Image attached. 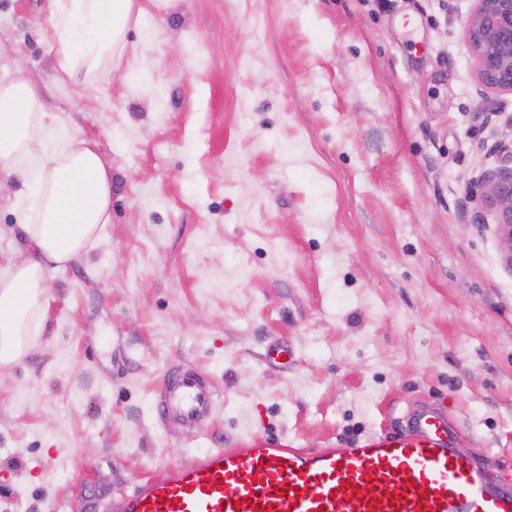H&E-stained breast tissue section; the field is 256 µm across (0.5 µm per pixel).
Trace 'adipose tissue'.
Wrapping results in <instances>:
<instances>
[{"label": "adipose tissue", "mask_w": 512, "mask_h": 512, "mask_svg": "<svg viewBox=\"0 0 512 512\" xmlns=\"http://www.w3.org/2000/svg\"><path fill=\"white\" fill-rule=\"evenodd\" d=\"M54 53L61 79L96 85L125 51L133 0H54ZM37 176L19 212L27 256L0 273V368L23 360L40 334L45 273L64 271L93 248L112 220L111 178L78 136L57 138L23 78L0 82V174Z\"/></svg>", "instance_id": "adipose-tissue-1"}]
</instances>
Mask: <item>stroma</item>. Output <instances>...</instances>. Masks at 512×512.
<instances>
[{"instance_id":"35a3bbf8","label":"stroma","mask_w":512,"mask_h":512,"mask_svg":"<svg viewBox=\"0 0 512 512\" xmlns=\"http://www.w3.org/2000/svg\"><path fill=\"white\" fill-rule=\"evenodd\" d=\"M134 9L109 80L76 86L53 0H0V81L25 76L112 173L101 242L49 273L36 343L0 370V512H106L257 417L324 448L440 404L458 450L512 480V266L474 188L512 92L478 85L476 0ZM22 199L0 187V269ZM177 367L217 391L203 431L154 416Z\"/></svg>"}]
</instances>
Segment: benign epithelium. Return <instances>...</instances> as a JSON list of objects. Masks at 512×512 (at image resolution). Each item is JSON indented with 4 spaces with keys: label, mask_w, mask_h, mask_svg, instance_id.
<instances>
[{
    "label": "benign epithelium",
    "mask_w": 512,
    "mask_h": 512,
    "mask_svg": "<svg viewBox=\"0 0 512 512\" xmlns=\"http://www.w3.org/2000/svg\"><path fill=\"white\" fill-rule=\"evenodd\" d=\"M467 28L470 49L477 60L480 86L512 92V0H477ZM502 160L479 177L482 197L493 209L494 224L512 264V143L499 147Z\"/></svg>",
    "instance_id": "obj_1"
}]
</instances>
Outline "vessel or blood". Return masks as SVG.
I'll use <instances>...</instances> for the list:
<instances>
[{"label": "vessel or blood", "mask_w": 512, "mask_h": 512, "mask_svg": "<svg viewBox=\"0 0 512 512\" xmlns=\"http://www.w3.org/2000/svg\"><path fill=\"white\" fill-rule=\"evenodd\" d=\"M216 390L197 373L169 374L156 410L192 428ZM115 512H512V481L455 446L438 409L409 416L345 448L307 450L251 433L229 448L193 456L175 472L133 484Z\"/></svg>", "instance_id": "obj_1"}]
</instances>
